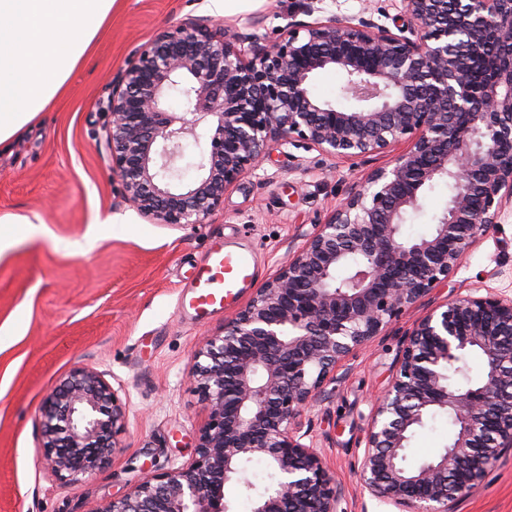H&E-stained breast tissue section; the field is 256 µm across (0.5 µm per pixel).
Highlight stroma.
Instances as JSON below:
<instances>
[{"label": "stroma", "instance_id": "stroma-1", "mask_svg": "<svg viewBox=\"0 0 512 512\" xmlns=\"http://www.w3.org/2000/svg\"><path fill=\"white\" fill-rule=\"evenodd\" d=\"M305 0H117L94 51L69 79L65 97L0 150V215L40 223L0 243V512H96L153 472L187 464L206 420L189 376L204 335L221 330L235 307L203 321L175 311L180 286L214 238L237 234L254 246L271 278L314 225L391 154L331 159L298 142L270 145L260 164L224 195L201 224H153L124 201L104 144L102 102L133 51L163 28L208 16L247 33L254 18L266 42L280 40ZM438 181L402 235H429L448 200ZM512 297V211L438 284L379 336L355 351L336 383L302 418L305 444L341 482V512H390L356 478L377 394L388 386L404 332L458 295ZM104 373L127 408L122 450L96 474L65 482L42 459L39 407L69 372ZM453 428L447 415L413 435L408 465L438 455ZM452 512H512V451L451 506Z\"/></svg>", "mask_w": 512, "mask_h": 512}]
</instances>
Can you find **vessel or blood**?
<instances>
[{"instance_id": "vessel-or-blood-1", "label": "vessel or blood", "mask_w": 512, "mask_h": 512, "mask_svg": "<svg viewBox=\"0 0 512 512\" xmlns=\"http://www.w3.org/2000/svg\"><path fill=\"white\" fill-rule=\"evenodd\" d=\"M261 274L253 246L235 238H217L193 267L178 294L176 310L185 317L205 319L234 303Z\"/></svg>"}]
</instances>
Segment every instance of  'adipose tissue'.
Returning a JSON list of instances; mask_svg holds the SVG:
<instances>
[{
	"mask_svg": "<svg viewBox=\"0 0 512 512\" xmlns=\"http://www.w3.org/2000/svg\"><path fill=\"white\" fill-rule=\"evenodd\" d=\"M116 0H0V147L65 90Z\"/></svg>",
	"mask_w": 512,
	"mask_h": 512,
	"instance_id": "1",
	"label": "adipose tissue"
}]
</instances>
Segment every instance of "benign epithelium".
Instances as JSON below:
<instances>
[{
  "label": "benign epithelium",
  "mask_w": 512,
  "mask_h": 512,
  "mask_svg": "<svg viewBox=\"0 0 512 512\" xmlns=\"http://www.w3.org/2000/svg\"><path fill=\"white\" fill-rule=\"evenodd\" d=\"M332 69L360 103L311 93ZM479 71V82L470 75ZM179 94L181 111L168 107ZM105 144L123 199L157 224H201L269 145L299 138L331 158L410 145L367 173L219 335L193 356L190 378L207 419L195 457L150 474L97 512H229L225 486L261 458L277 482L253 512H338L343 488L301 417L356 349L448 280L512 205V0H402L394 28L373 18L288 17L263 45L204 17L158 30L112 80ZM207 124L199 176L182 184L184 141ZM454 186L433 232L401 235L425 187ZM473 355L467 388L455 365ZM446 413L448 446L417 467L406 449ZM40 447L58 477L78 480L121 451L126 422L105 374L77 367L43 400ZM512 449V298L457 297L404 333L396 372L373 406L359 471L363 490L398 512H450Z\"/></svg>",
  "instance_id": "7a95c632"
}]
</instances>
